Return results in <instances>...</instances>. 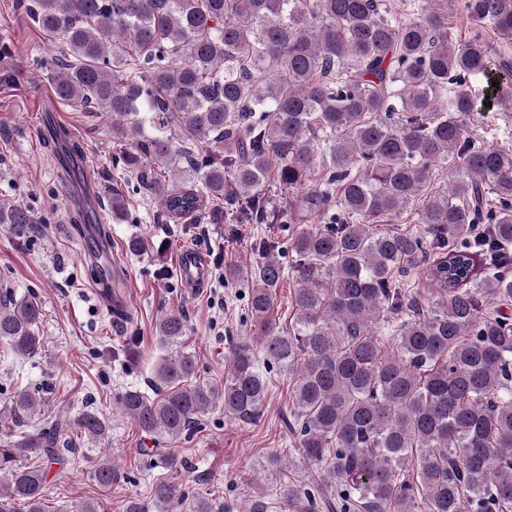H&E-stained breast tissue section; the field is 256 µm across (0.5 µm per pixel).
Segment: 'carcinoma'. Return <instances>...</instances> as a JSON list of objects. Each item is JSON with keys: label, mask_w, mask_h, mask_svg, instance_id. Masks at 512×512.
Instances as JSON below:
<instances>
[{"label": "carcinoma", "mask_w": 512, "mask_h": 512, "mask_svg": "<svg viewBox=\"0 0 512 512\" xmlns=\"http://www.w3.org/2000/svg\"><path fill=\"white\" fill-rule=\"evenodd\" d=\"M460 8L475 32L448 36ZM49 36L63 37L52 81L59 98L112 118L133 149L118 156L168 220L184 224L223 200L242 224H298L280 242L257 239V260L224 268L246 283L260 352L235 347L224 380L198 377L177 351L155 371L156 395L128 388L121 413L169 442L222 406L249 424L275 365L291 376L282 423L294 476L280 499L305 512H512V146L468 135L483 111L472 80L512 104V57L493 58L483 32L512 43V0H30ZM499 83V87L492 83ZM448 169V190L421 205L416 234L376 227ZM300 190L293 208L267 187ZM211 211V210H209ZM219 221L223 212L211 211ZM39 223L20 203L0 205L18 235ZM487 224V237L474 226ZM128 251L153 247L134 233ZM420 269V285L406 279ZM296 282L288 334L270 318L276 288ZM42 303L0 295V341L37 356ZM182 314L156 322L166 344L185 336ZM21 391L0 413L13 429L41 412ZM89 437L104 421L86 411ZM67 427L49 417L0 438V512H45L48 466L64 460ZM94 478L118 479L109 460ZM184 494L153 488L157 512Z\"/></svg>", "instance_id": "cac0c4a2"}]
</instances>
